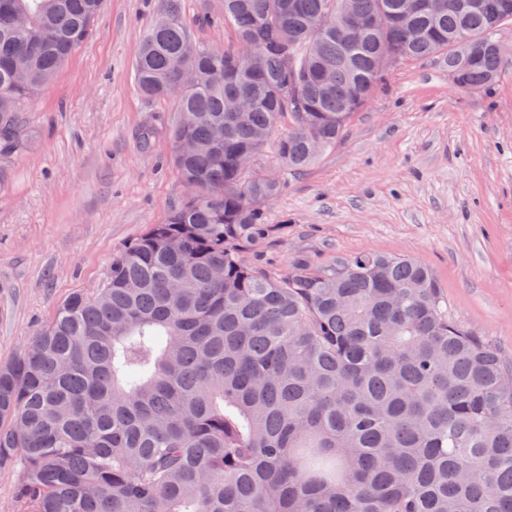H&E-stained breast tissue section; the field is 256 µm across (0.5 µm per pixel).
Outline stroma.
Wrapping results in <instances>:
<instances>
[{
    "label": "stroma",
    "instance_id": "35a3bbf8",
    "mask_svg": "<svg viewBox=\"0 0 512 512\" xmlns=\"http://www.w3.org/2000/svg\"><path fill=\"white\" fill-rule=\"evenodd\" d=\"M181 10L201 45H235L221 0ZM156 13V0H104L89 38L21 106L23 141L0 167V364L187 194L170 160L174 104L134 80ZM268 221L276 233L248 256L266 274L362 252L415 258L450 316L512 360V66L486 91L461 90L436 58L391 69L336 147L288 177Z\"/></svg>",
    "mask_w": 512,
    "mask_h": 512
}]
</instances>
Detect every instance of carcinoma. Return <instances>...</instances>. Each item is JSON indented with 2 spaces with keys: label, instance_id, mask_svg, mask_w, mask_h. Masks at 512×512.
I'll use <instances>...</instances> for the list:
<instances>
[{
  "label": "carcinoma",
  "instance_id": "obj_1",
  "mask_svg": "<svg viewBox=\"0 0 512 512\" xmlns=\"http://www.w3.org/2000/svg\"><path fill=\"white\" fill-rule=\"evenodd\" d=\"M0 11V157L22 103L89 37L103 0ZM224 0L236 46L195 43L178 0L146 30L138 90L171 99L188 189L0 365V468L19 512H512V362L448 317L433 272L374 252L273 278L247 254L285 182L248 175L275 135L283 174L334 146L387 74L442 60L463 90L505 64L512 0ZM349 13L379 24L352 41ZM312 18L325 19L318 29ZM252 43L264 69L248 70ZM193 84L168 93L179 70Z\"/></svg>",
  "mask_w": 512,
  "mask_h": 512
}]
</instances>
